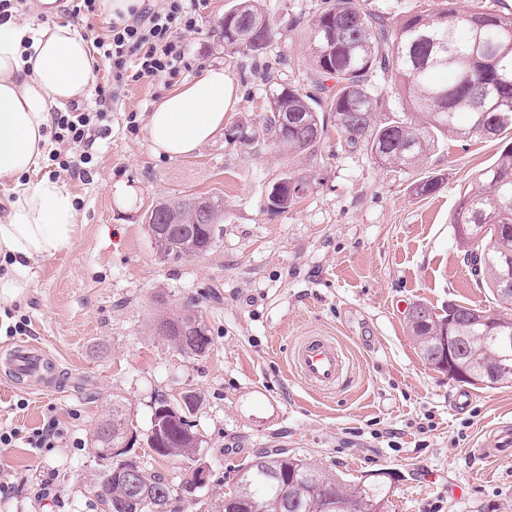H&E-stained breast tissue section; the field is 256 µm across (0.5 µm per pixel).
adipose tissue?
I'll use <instances>...</instances> for the list:
<instances>
[{"label":"adipose tissue","mask_w":512,"mask_h":512,"mask_svg":"<svg viewBox=\"0 0 512 512\" xmlns=\"http://www.w3.org/2000/svg\"><path fill=\"white\" fill-rule=\"evenodd\" d=\"M94 60L72 26L0 24V181L12 195L0 216V307L23 298L34 259L64 250L77 230L74 196L48 177L29 183L50 146L52 108L86 95ZM234 85L212 65L164 96L150 112L152 152L176 159L220 135Z\"/></svg>","instance_id":"obj_1"}]
</instances>
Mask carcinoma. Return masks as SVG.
<instances>
[{"mask_svg": "<svg viewBox=\"0 0 512 512\" xmlns=\"http://www.w3.org/2000/svg\"><path fill=\"white\" fill-rule=\"evenodd\" d=\"M224 47L235 52L262 54L276 37L273 23L258 0H238L221 22ZM310 69L302 81H272L267 108L258 115L257 131L239 139L250 144L270 142L296 155L318 152L336 125L346 144L362 147L382 165L417 170L427 154L454 137L493 138L512 127V14L487 11L470 0H441L434 8L419 9L394 21L385 10L365 9L356 0H323V7L306 38ZM391 83L393 92L380 86ZM333 85H328V82ZM288 113V128L278 117ZM466 117V122L459 120ZM288 183L271 186L270 208L284 211L295 201L290 183L308 188L305 177L285 176ZM478 191L460 200L453 215L455 239L464 253L475 283L498 290L497 301L512 302V280L500 276L499 261L512 258V147L504 148L479 175ZM149 235L161 231L169 240L168 260L195 258L194 246L210 252L224 224V199L180 192L157 202L156 215L146 221ZM484 235L493 250L474 244ZM425 312L410 322L420 356L440 344L448 328V314L424 303ZM467 318L460 336L457 363L476 382L486 380L490 357L499 366L491 382L512 385V318L500 313L458 305ZM203 319L195 310L162 315L155 330L188 357L202 356L209 335L195 334L192 324ZM130 415L125 401L112 396V413L102 420L94 447L124 441ZM202 439L186 423L166 416L160 450L165 459L195 462ZM148 481L150 502L142 512H169L177 490L156 470L140 467ZM297 480L284 496L281 482ZM389 473H371L359 480L316 468L285 452H257L238 466L235 484L213 512H386ZM108 509L130 497L117 477L101 488Z\"/></svg>", "mask_w": 512, "mask_h": 512, "instance_id": "obj_1", "label": "carcinoma"}]
</instances>
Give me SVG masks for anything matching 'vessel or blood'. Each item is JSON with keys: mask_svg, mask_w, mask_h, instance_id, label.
Masks as SVG:
<instances>
[{"mask_svg": "<svg viewBox=\"0 0 512 512\" xmlns=\"http://www.w3.org/2000/svg\"><path fill=\"white\" fill-rule=\"evenodd\" d=\"M47 354L37 343L27 342L11 349V372L28 375L41 368ZM291 361L310 388L322 392L334 391L345 374V360L335 341L327 336H304L294 346ZM478 455L512 457V426L500 424L488 431L477 448Z\"/></svg>", "mask_w": 512, "mask_h": 512, "instance_id": "b4317fda", "label": "vessel or blood"}]
</instances>
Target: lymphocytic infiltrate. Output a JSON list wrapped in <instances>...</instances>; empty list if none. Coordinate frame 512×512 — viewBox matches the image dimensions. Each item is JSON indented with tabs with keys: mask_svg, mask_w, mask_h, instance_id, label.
Listing matches in <instances>:
<instances>
[{
	"mask_svg": "<svg viewBox=\"0 0 512 512\" xmlns=\"http://www.w3.org/2000/svg\"><path fill=\"white\" fill-rule=\"evenodd\" d=\"M207 4L208 0H156L133 6L128 14L113 18L105 34L94 37L97 55L108 64L110 82L95 86L94 105L74 103L52 113L50 139L57 145L49 154L53 164L62 170L89 164L86 147L107 119L111 86L159 81L169 87L190 68L184 36L198 29Z\"/></svg>",
	"mask_w": 512,
	"mask_h": 512,
	"instance_id": "f902f5d3",
	"label": "lymphocytic infiltrate"
}]
</instances>
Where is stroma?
Listing matches in <instances>:
<instances>
[{
    "mask_svg": "<svg viewBox=\"0 0 512 512\" xmlns=\"http://www.w3.org/2000/svg\"><path fill=\"white\" fill-rule=\"evenodd\" d=\"M232 3L209 0L199 30L186 34L194 65L183 78L223 65L236 95L224 124L249 127L269 94L266 74L294 81L308 68L294 21L313 23L322 0H261L280 37L260 56L225 49L219 21ZM164 93L148 82L113 88L109 131L96 139L87 174L60 176L77 201L76 235L33 262L32 284L10 309L24 333L0 334V429L21 434L0 447V512H108L98 497L107 466L93 436L116 394L131 410L142 465L179 481L184 463L156 457L146 438L155 400L183 391L197 396L190 421L210 467L199 505L185 512L219 503L237 466L262 448L347 480L389 472L388 512H512V458L474 451L491 426L512 422V386L449 379L420 358L407 323L418 301L490 306L451 219L512 145V129L449 142L415 172L378 165L333 129L311 157L220 135L171 160L151 152L146 129ZM288 172L309 187L288 210L272 211L269 189ZM427 176L438 188L417 195L415 181ZM178 191L223 198V233L207 255L164 262L144 217ZM187 307L210 330L201 357L183 356L154 329L159 313ZM302 336L333 337L351 384L332 394L307 389L291 363ZM29 341L46 347L53 374L12 383L8 350ZM461 392L470 397L464 409ZM51 421L53 447L30 448L26 436Z\"/></svg>",
    "mask_w": 512,
    "mask_h": 512,
    "instance_id": "stroma-1",
    "label": "stroma"
}]
</instances>
